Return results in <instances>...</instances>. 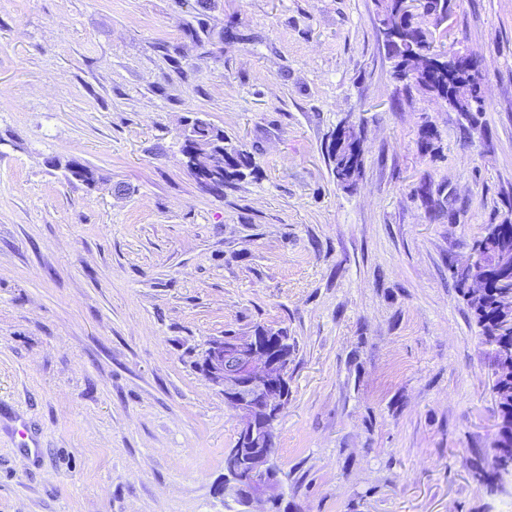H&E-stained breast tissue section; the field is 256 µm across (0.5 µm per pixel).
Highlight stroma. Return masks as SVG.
I'll return each mask as SVG.
<instances>
[{"label": "stroma", "instance_id": "stroma-1", "mask_svg": "<svg viewBox=\"0 0 512 512\" xmlns=\"http://www.w3.org/2000/svg\"><path fill=\"white\" fill-rule=\"evenodd\" d=\"M445 47L486 71L474 126L395 80L374 0H0V512H235L202 361L258 324L295 345L288 512H512L455 286L512 216V0H456ZM197 113L256 176L198 188ZM363 154L361 140L341 144L335 138L328 151V158L332 164V175L338 185L350 188L356 184L363 166ZM490 466L491 468L489 470H485L476 464L473 468L474 476L479 481L486 483V485L491 488V491H494V489L497 490V481L501 473L512 476V455L498 461L494 459L493 455L491 456Z\"/></svg>", "mask_w": 512, "mask_h": 512}]
</instances>
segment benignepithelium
I'll list each match as a JSON object with an SVG mask.
<instances>
[{"mask_svg": "<svg viewBox=\"0 0 512 512\" xmlns=\"http://www.w3.org/2000/svg\"><path fill=\"white\" fill-rule=\"evenodd\" d=\"M448 70L465 69L485 76L481 61L467 51L445 56ZM186 159H196L193 169L205 173L200 188L213 191L214 163L197 147L188 149ZM291 353L280 349L270 336L250 331L212 340L205 351L203 369L219 384L224 403L238 417L237 447L224 457V483L221 492L241 507L239 512H279L284 500L280 470L268 451L269 437L257 425V418L273 419L283 413L288 399Z\"/></svg>", "mask_w": 512, "mask_h": 512, "instance_id": "7a95c632", "label": "benign epithelium"}]
</instances>
